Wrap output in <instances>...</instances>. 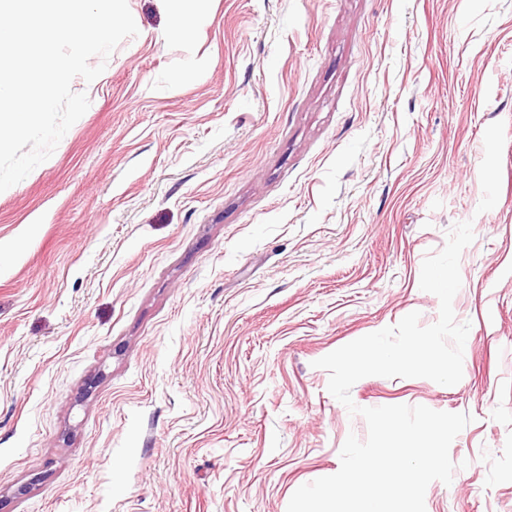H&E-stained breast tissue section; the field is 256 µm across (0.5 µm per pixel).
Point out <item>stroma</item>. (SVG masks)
<instances>
[{
  "mask_svg": "<svg viewBox=\"0 0 512 512\" xmlns=\"http://www.w3.org/2000/svg\"><path fill=\"white\" fill-rule=\"evenodd\" d=\"M139 33L0 192V512H287L365 419L316 360L440 302L466 413L426 512H512V0H128ZM192 18L186 31L178 17Z\"/></svg>",
  "mask_w": 512,
  "mask_h": 512,
  "instance_id": "1",
  "label": "stroma"
}]
</instances>
